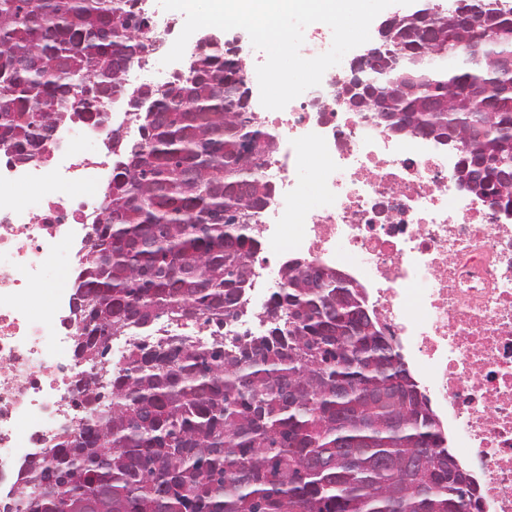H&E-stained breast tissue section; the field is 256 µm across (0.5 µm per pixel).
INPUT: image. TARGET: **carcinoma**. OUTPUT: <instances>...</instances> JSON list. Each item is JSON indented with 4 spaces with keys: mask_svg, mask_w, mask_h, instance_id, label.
<instances>
[{
    "mask_svg": "<svg viewBox=\"0 0 512 512\" xmlns=\"http://www.w3.org/2000/svg\"><path fill=\"white\" fill-rule=\"evenodd\" d=\"M137 0H0V155L26 162L64 107L120 94L141 139L126 152L101 207L100 244L74 283L90 376L77 406L91 424L63 433L22 473L4 512H472V487L442 446L418 387L383 343L361 291L301 262L282 272L272 327L224 344V319L244 312L259 251L256 214L271 197L262 158L274 136L237 105L244 70L201 46L165 90H129L122 74L144 50ZM492 31L490 61L468 59L448 15L395 26L398 61L373 75L401 133L458 130L464 161L512 167V109L498 105L492 59L512 56V9L473 0ZM448 75L424 59L448 55ZM470 89L468 101L458 91ZM162 317L215 325L211 342H136L118 364L99 344Z\"/></svg>",
    "mask_w": 512,
    "mask_h": 512,
    "instance_id": "cac0c4a2",
    "label": "carcinoma"
}]
</instances>
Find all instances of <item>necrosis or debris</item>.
<instances>
[{
    "label": "necrosis or debris",
    "mask_w": 512,
    "mask_h": 512,
    "mask_svg": "<svg viewBox=\"0 0 512 512\" xmlns=\"http://www.w3.org/2000/svg\"><path fill=\"white\" fill-rule=\"evenodd\" d=\"M150 26L128 63L129 85L160 88L169 69L147 48L173 45L183 26L140 0ZM329 68L284 109L264 110L277 151L262 168L272 196L257 216L273 263L332 268L362 289L370 314L394 337L445 442L467 462L482 512H512V214L456 181L459 155L398 138L351 110ZM137 116L103 100L65 114L52 142L24 164L0 161V484L14 481V451L54 447L83 422L73 405L85 372L75 327L60 314ZM64 275L41 293L54 264Z\"/></svg>",
    "instance_id": "4bbe7bcc"
}]
</instances>
